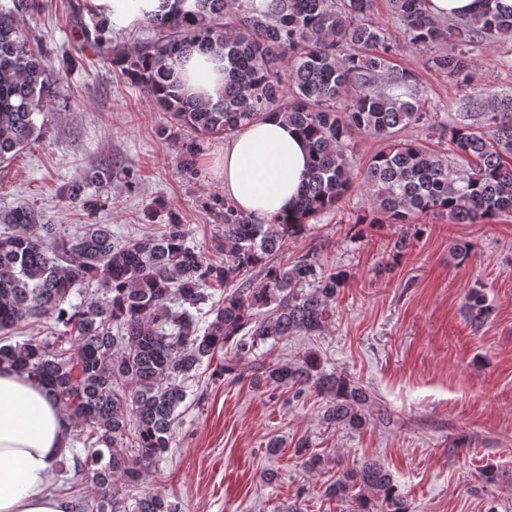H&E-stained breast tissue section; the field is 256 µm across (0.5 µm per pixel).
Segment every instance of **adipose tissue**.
Instances as JSON below:
<instances>
[{"label": "adipose tissue", "instance_id": "obj_1", "mask_svg": "<svg viewBox=\"0 0 512 512\" xmlns=\"http://www.w3.org/2000/svg\"><path fill=\"white\" fill-rule=\"evenodd\" d=\"M89 8L128 24L165 12V0H88ZM191 93L217 98L224 63L193 54L182 68ZM224 192L258 222L294 213L309 166L308 150L279 114L242 126L219 152ZM72 425L47 390L9 367H0V512H68L47 483L67 455Z\"/></svg>", "mask_w": 512, "mask_h": 512}]
</instances>
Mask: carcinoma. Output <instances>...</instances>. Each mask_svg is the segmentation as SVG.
<instances>
[{
    "instance_id": "1",
    "label": "carcinoma",
    "mask_w": 512,
    "mask_h": 512,
    "mask_svg": "<svg viewBox=\"0 0 512 512\" xmlns=\"http://www.w3.org/2000/svg\"><path fill=\"white\" fill-rule=\"evenodd\" d=\"M0 8V162L41 138L40 115L56 98L57 76L30 45L17 15L34 13L38 0H11ZM178 7L146 17L153 38L115 45L111 22L96 17L78 25L79 48L111 54L126 82L169 114L182 141L181 167L196 174L205 140L231 136L243 124L285 115L307 141L312 164L300 194L299 220L255 222L226 199L218 203L223 228L205 254L189 245L190 229L175 215L157 233L119 240L109 224H88L70 234L21 204L0 211V333L30 320H52L43 340L0 345V366L26 374L58 398L87 450L69 448L75 470L87 472L92 502L73 512H127L122 485L138 483L171 446L184 383L204 361L234 344L235 355L294 335L323 333L328 307L349 277L303 256L275 257L309 221L339 207L353 188L367 199L358 224H398L396 256L412 246V229L429 214L458 224L487 223L512 214V97L474 86L477 120L464 112L448 123L427 112L416 76L395 63V39L372 18L374 0H177ZM402 36L430 52L426 63L473 86L471 51L512 39V9L483 0L482 10L443 23L426 0H389ZM224 59V90L217 100L186 94L174 63L193 53ZM425 127L448 139L450 157L416 140L399 138ZM368 134L384 143L351 174V145ZM118 169L88 168L60 188L63 200L91 211L100 204L91 187L112 183ZM96 285L80 302L75 288ZM224 292L214 300L215 288ZM469 321L481 326L492 304L480 288L465 295ZM254 383L272 384L325 399L323 420L360 430L370 392L348 376L323 369L308 352L296 362L263 360ZM312 470L323 456L298 444ZM354 499L357 512H408L393 475L365 459L324 489ZM132 512H176L159 492L135 497Z\"/></svg>"
}]
</instances>
